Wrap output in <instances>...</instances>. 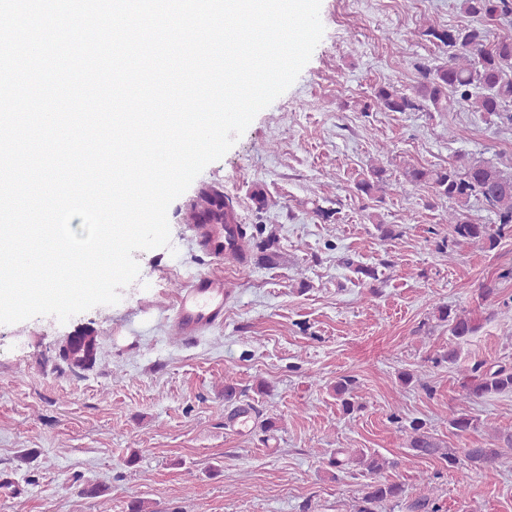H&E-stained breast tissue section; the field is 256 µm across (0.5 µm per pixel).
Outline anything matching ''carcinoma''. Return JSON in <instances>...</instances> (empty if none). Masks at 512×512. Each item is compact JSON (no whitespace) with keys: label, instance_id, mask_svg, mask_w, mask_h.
Returning a JSON list of instances; mask_svg holds the SVG:
<instances>
[{"label":"carcinoma","instance_id":"cac0c4a2","mask_svg":"<svg viewBox=\"0 0 512 512\" xmlns=\"http://www.w3.org/2000/svg\"><path fill=\"white\" fill-rule=\"evenodd\" d=\"M464 11L478 24L460 25L440 29L429 26L423 35L430 42L444 49L447 60L419 67L421 81L410 95L392 83L374 88L363 110L381 112H410L429 105L439 111L448 107L452 99L486 114L503 126L512 127V36L490 40V27L512 17V0H463ZM429 185L434 193L448 199V213L443 221L452 228L451 238H442L437 249L453 258L449 244L480 243L488 250L497 247L502 236L512 228V173L507 174L498 166L479 157H462L440 168L411 165L402 172V179L392 184L386 169L372 164L356 182V190L366 199L382 200L389 187L402 189L407 185ZM480 202L492 215V222L479 224L470 215L471 201ZM190 224H236L239 242L243 248L251 245L261 250L263 259L276 264L279 253L276 230L265 224H240L231 199L224 195L221 186L207 185L198 193V200L191 206ZM340 263L368 281L372 294L380 293L384 280L378 267L361 266L344 255ZM437 319L448 324V333L454 343L438 350L431 362L454 364L458 360V346L473 336L479 328L476 312L452 308L447 304L435 306ZM63 358L76 368H87L97 362L98 343L94 331L82 333L77 344L68 343L63 348ZM359 382L353 375L339 377L333 391L346 414L360 408L357 389ZM462 394L451 409L448 424L458 434L478 428V419L471 415L470 403L477 398L512 392V365L503 361L477 360L467 368L461 383ZM407 447L415 456L438 457L448 466L461 470L465 467L491 471L501 456V449L512 448V433L496 436L492 443L477 448L454 450L436 438L426 423L413 419L404 427ZM348 462L357 467L367 478L356 497L353 512H380L388 503H400L404 487L391 482L384 473L398 466V462L375 453L359 449L349 456ZM438 487L434 479L423 480L417 497L407 508L409 512H438Z\"/></svg>","mask_w":512,"mask_h":512}]
</instances>
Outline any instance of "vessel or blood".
I'll return each instance as SVG.
<instances>
[{
	"mask_svg": "<svg viewBox=\"0 0 512 512\" xmlns=\"http://www.w3.org/2000/svg\"><path fill=\"white\" fill-rule=\"evenodd\" d=\"M191 230L202 250L216 265L233 263L239 266L250 261L240 247L226 244L231 227L227 224H195ZM230 295L223 275L208 274L193 278L181 289L175 308V321L185 337L220 325L224 321V302Z\"/></svg>",
	"mask_w": 512,
	"mask_h": 512,
	"instance_id": "vessel-or-blood-1",
	"label": "vessel or blood"
}]
</instances>
